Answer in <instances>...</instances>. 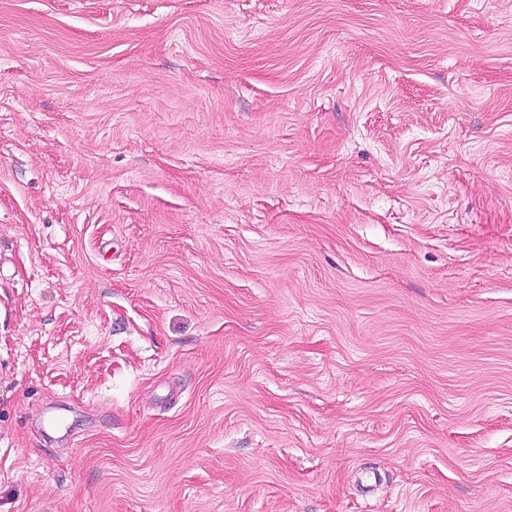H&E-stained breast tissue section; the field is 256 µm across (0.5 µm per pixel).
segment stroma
I'll list each match as a JSON object with an SVG mask.
<instances>
[{
	"instance_id": "obj_1",
	"label": "stroma",
	"mask_w": 512,
	"mask_h": 512,
	"mask_svg": "<svg viewBox=\"0 0 512 512\" xmlns=\"http://www.w3.org/2000/svg\"><path fill=\"white\" fill-rule=\"evenodd\" d=\"M0 512H512V0H0Z\"/></svg>"
}]
</instances>
